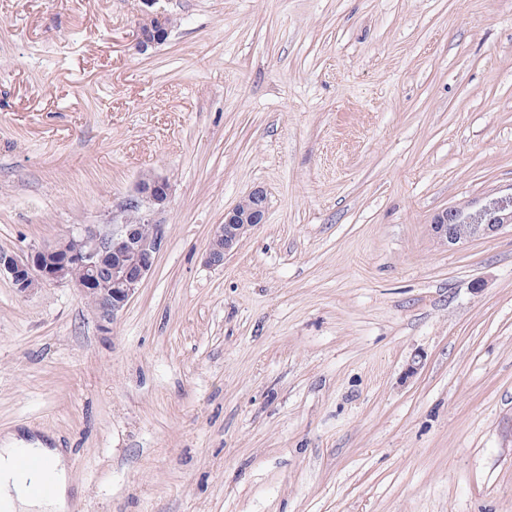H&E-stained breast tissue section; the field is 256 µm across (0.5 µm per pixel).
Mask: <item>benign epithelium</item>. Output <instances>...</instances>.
Returning a JSON list of instances; mask_svg holds the SVG:
<instances>
[{
  "instance_id": "benign-epithelium-1",
  "label": "benign epithelium",
  "mask_w": 512,
  "mask_h": 512,
  "mask_svg": "<svg viewBox=\"0 0 512 512\" xmlns=\"http://www.w3.org/2000/svg\"><path fill=\"white\" fill-rule=\"evenodd\" d=\"M171 24V18L161 10L146 13L139 27L136 47L140 51L162 42ZM171 198L169 182L158 176L139 179L133 195L127 199L123 211L139 213L141 224L152 223L151 214L164 209ZM268 212L266 192L257 187L245 195L230 211L224 213V223L215 226L205 254L211 266L224 263L226 255L234 251L244 237L265 223ZM512 226V194L489 200L473 213L450 207L438 213L430 224L432 235L443 245H458L476 238H489ZM162 242V229L155 226L147 236L140 224L127 223L126 217L109 235H100L92 228L68 237L69 249L61 254L51 246L39 248L25 257L0 251V275L7 274L21 294H30L47 284L67 283L85 295L94 291L99 270L112 265V288L98 307L102 327L116 319L135 295L141 281L152 270ZM78 266L84 278L74 281L70 268Z\"/></svg>"
}]
</instances>
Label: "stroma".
Masks as SVG:
<instances>
[{
    "mask_svg": "<svg viewBox=\"0 0 512 512\" xmlns=\"http://www.w3.org/2000/svg\"><path fill=\"white\" fill-rule=\"evenodd\" d=\"M160 5L141 52L142 0H0V250L172 193L110 329L0 276V440L53 436L70 512H512V232H430L512 189V0ZM171 24V18L161 10L146 12V18L139 27L136 47L145 51L149 46L162 42ZM267 212V194L261 187L245 195L224 214V224L215 226L205 254L206 263L211 266L223 264L225 256L234 251L244 237L265 223Z\"/></svg>",
    "mask_w": 512,
    "mask_h": 512,
    "instance_id": "obj_1",
    "label": "stroma"
}]
</instances>
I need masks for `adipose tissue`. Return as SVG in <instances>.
<instances>
[{
	"label": "adipose tissue",
	"mask_w": 512,
	"mask_h": 512,
	"mask_svg": "<svg viewBox=\"0 0 512 512\" xmlns=\"http://www.w3.org/2000/svg\"><path fill=\"white\" fill-rule=\"evenodd\" d=\"M25 453L42 458L47 473L20 468L17 461ZM44 477L52 485L51 492L35 493V484ZM69 508V481L61 449L40 440L25 444L12 439L0 445V512H68Z\"/></svg>",
	"instance_id": "obj_1"
}]
</instances>
